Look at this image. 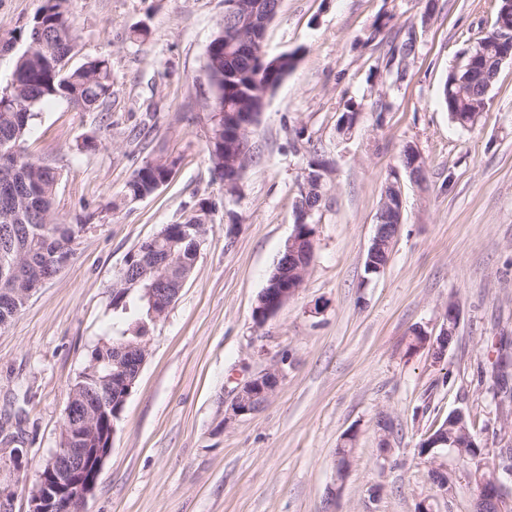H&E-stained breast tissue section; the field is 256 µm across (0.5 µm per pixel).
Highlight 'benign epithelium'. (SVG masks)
<instances>
[{
	"mask_svg": "<svg viewBox=\"0 0 512 512\" xmlns=\"http://www.w3.org/2000/svg\"><path fill=\"white\" fill-rule=\"evenodd\" d=\"M401 219L402 207L392 210L384 205L380 207L376 216V233L367 251L368 264H373L378 254L391 248ZM299 228L300 225H294V231L284 245V255L277 265L274 278L258 297L259 324L265 323L298 293L309 271L315 242L311 237L300 236ZM143 274L152 275L159 284L158 290L154 291L152 303L156 305L157 315L161 316L181 292L179 288L172 289V285L185 284L188 272L175 264L153 263L144 268ZM457 323V308L450 304L444 313L439 337L454 335ZM146 354L145 341L138 347L123 345L114 349L112 364L118 369L116 381L124 393L112 401V414H107L102 408H90L79 418V422L89 430L90 436L96 437L98 447L68 448L59 445L49 457L47 473L41 476L38 486L31 492L29 512H85V504L94 493L99 473L112 452L115 421L121 416ZM282 379L281 369L275 366L238 383L229 408V418L260 411L276 392ZM464 471L468 480L478 485L479 493L495 505L497 512H508L512 508V500L508 498L502 481L482 477L467 466Z\"/></svg>",
	"mask_w": 512,
	"mask_h": 512,
	"instance_id": "7a95c632",
	"label": "benign epithelium"
}]
</instances>
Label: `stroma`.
<instances>
[{"instance_id":"stroma-1","label":"stroma","mask_w":512,"mask_h":512,"mask_svg":"<svg viewBox=\"0 0 512 512\" xmlns=\"http://www.w3.org/2000/svg\"><path fill=\"white\" fill-rule=\"evenodd\" d=\"M43 0H0V91ZM72 66H112L109 110L36 105L24 148L54 167L59 220L82 225L69 264L0 328V423L19 422L21 470H0L13 512L59 446L70 387L103 341L128 335L136 303L112 308L129 254L200 200L221 198L208 159L206 50L224 0H70ZM494 0H281L270 53L295 70L248 131L239 198L208 219L192 278L157 319L86 512H473L476 489L449 463L443 494L418 442L464 411L489 448L512 438V402H495L486 345L512 340V60L472 126L448 116L449 70L491 29ZM402 56L405 76L385 65ZM357 111L340 122L347 103ZM316 145L328 163L315 254L298 294L264 324L253 310L293 232L301 174ZM413 146L427 180L401 156ZM178 158L152 195L126 200L133 172ZM399 179L402 224L389 262L364 271L385 183ZM456 336L441 361L408 353L437 336L448 303ZM284 378L259 412L227 419L239 382L272 366ZM392 424L382 438L376 423ZM354 453L337 478L346 435ZM389 453H381V441Z\"/></svg>"}]
</instances>
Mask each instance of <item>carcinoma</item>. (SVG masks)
<instances>
[{"mask_svg":"<svg viewBox=\"0 0 512 512\" xmlns=\"http://www.w3.org/2000/svg\"><path fill=\"white\" fill-rule=\"evenodd\" d=\"M68 0H45V5L25 31L27 51L15 66L9 88L8 104L0 109V182L10 180L22 187L23 199L18 201L20 217L8 218L0 206V254L7 253L23 262L18 277L6 279L0 273V327L10 323L25 307V291L35 281L50 277L54 269L30 257L32 253H51L63 245L61 232L79 235L80 224H65L58 220L55 209L57 172L32 161L22 147L29 119L17 118L16 110L31 112L46 98L65 100L80 112H105L112 98V68L108 59L95 58L77 68L69 67L76 44V28L67 9ZM215 48L211 67L214 82L208 118L212 135L227 134L239 126L244 113L259 121L269 99L286 77L295 69L297 53L286 52L278 59L268 54L261 35L248 29L243 34L241 48L224 51V30H219L210 42ZM512 54V0H497L491 32L479 39L464 61L448 71L443 87V99L450 118L462 127L473 123L485 108L489 90L496 83L502 67V57ZM161 164L138 168L125 186V196L141 199L153 193L154 186L168 179L177 159L159 157ZM214 179L229 196L240 191L246 166L224 162V154H209ZM141 247L155 249L156 254L189 269L193 266L197 247L193 240L172 234L153 244L144 241ZM153 287L152 277L138 281L133 292L141 302L145 317L137 320L132 335L119 340H107L98 345L89 364L79 373L70 387L67 407L82 406L89 395L98 405L109 407L121 395L112 380V348L137 344L148 336L149 324L155 320L147 289ZM434 434L448 435L453 452L463 453L468 460L484 464L483 474L512 472V448L490 451L486 443L472 432L463 438L457 421L448 417ZM353 450L352 441L336 449V472L346 476Z\"/></svg>","mask_w":512,"mask_h":512,"instance_id":"cac0c4a2","label":"carcinoma"}]
</instances>
